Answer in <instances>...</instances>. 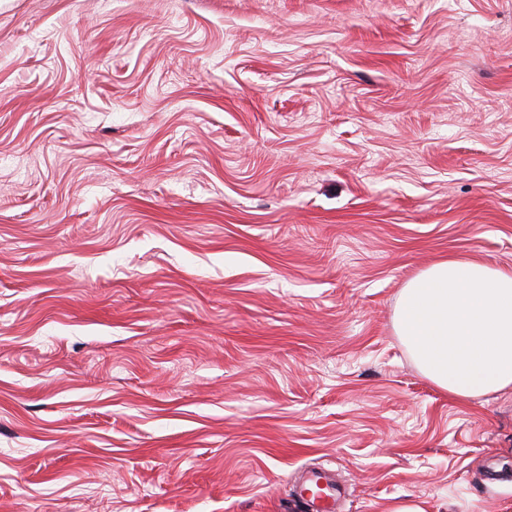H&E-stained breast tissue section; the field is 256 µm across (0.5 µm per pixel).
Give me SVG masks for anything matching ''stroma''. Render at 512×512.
<instances>
[{
	"mask_svg": "<svg viewBox=\"0 0 512 512\" xmlns=\"http://www.w3.org/2000/svg\"><path fill=\"white\" fill-rule=\"evenodd\" d=\"M512 270V0H0V512H512V391L397 336ZM304 483H313L316 487L323 486L322 494L319 497L302 499V502L311 512H334L336 510V488L328 480L326 473L309 472Z\"/></svg>",
	"mask_w": 512,
	"mask_h": 512,
	"instance_id": "1",
	"label": "stroma"
}]
</instances>
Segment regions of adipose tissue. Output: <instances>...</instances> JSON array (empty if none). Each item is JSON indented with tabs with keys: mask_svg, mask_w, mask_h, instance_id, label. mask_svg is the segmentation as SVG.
Returning <instances> with one entry per match:
<instances>
[{
	"mask_svg": "<svg viewBox=\"0 0 512 512\" xmlns=\"http://www.w3.org/2000/svg\"><path fill=\"white\" fill-rule=\"evenodd\" d=\"M395 330L418 368L467 402L512 389V271L441 260L401 290Z\"/></svg>",
	"mask_w": 512,
	"mask_h": 512,
	"instance_id": "ef3b65f1",
	"label": "adipose tissue"
}]
</instances>
